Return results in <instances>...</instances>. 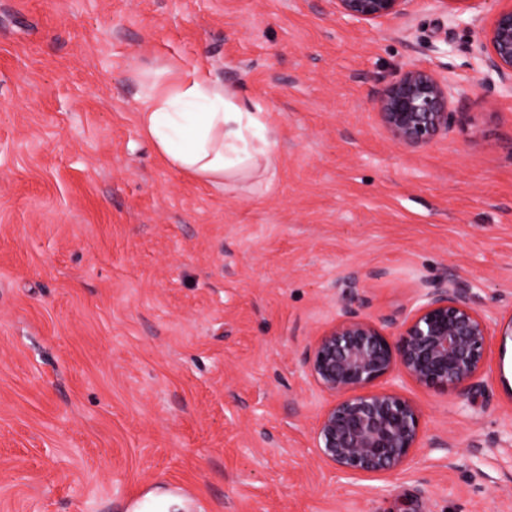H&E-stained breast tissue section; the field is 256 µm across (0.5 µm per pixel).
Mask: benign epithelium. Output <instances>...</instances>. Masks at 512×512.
<instances>
[{
	"instance_id": "obj_1",
	"label": "benign epithelium",
	"mask_w": 512,
	"mask_h": 512,
	"mask_svg": "<svg viewBox=\"0 0 512 512\" xmlns=\"http://www.w3.org/2000/svg\"><path fill=\"white\" fill-rule=\"evenodd\" d=\"M358 23L397 16L409 0H332ZM477 56L485 80L512 95V0H496ZM455 93L439 73L410 66L376 96L377 117L390 140L420 148L448 133ZM350 297L343 318L319 335L304 358L308 376L330 398L315 428L320 458L348 475L402 470L421 447L422 414L396 387L403 374L446 391L482 373L493 316L475 306L468 285L443 278L423 289L401 318L361 315ZM387 385H381V382Z\"/></svg>"
}]
</instances>
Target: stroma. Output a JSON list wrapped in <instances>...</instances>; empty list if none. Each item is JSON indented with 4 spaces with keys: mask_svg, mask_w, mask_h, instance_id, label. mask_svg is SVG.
<instances>
[{
    "mask_svg": "<svg viewBox=\"0 0 512 512\" xmlns=\"http://www.w3.org/2000/svg\"><path fill=\"white\" fill-rule=\"evenodd\" d=\"M410 0H0V512H512V338L477 383L402 378L422 446L400 471L320 459L304 356L363 292L401 315L465 281L512 317V97L483 21ZM206 67L260 106L273 174L167 167L137 109L154 71ZM455 88L447 137L397 147L375 96L410 65ZM452 444L453 456L436 441ZM334 2L336 13L348 20L375 22L402 14L404 5L409 0H331Z\"/></svg>",
    "mask_w": 512,
    "mask_h": 512,
    "instance_id": "1",
    "label": "stroma"
}]
</instances>
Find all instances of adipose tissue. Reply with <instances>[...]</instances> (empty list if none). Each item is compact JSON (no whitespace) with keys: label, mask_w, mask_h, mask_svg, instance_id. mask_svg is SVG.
<instances>
[{"label":"adipose tissue","mask_w":512,"mask_h":512,"mask_svg":"<svg viewBox=\"0 0 512 512\" xmlns=\"http://www.w3.org/2000/svg\"><path fill=\"white\" fill-rule=\"evenodd\" d=\"M138 120L160 157L194 178L220 185L274 169V141L261 109L207 69L159 68Z\"/></svg>","instance_id":"ef3b65f1"}]
</instances>
